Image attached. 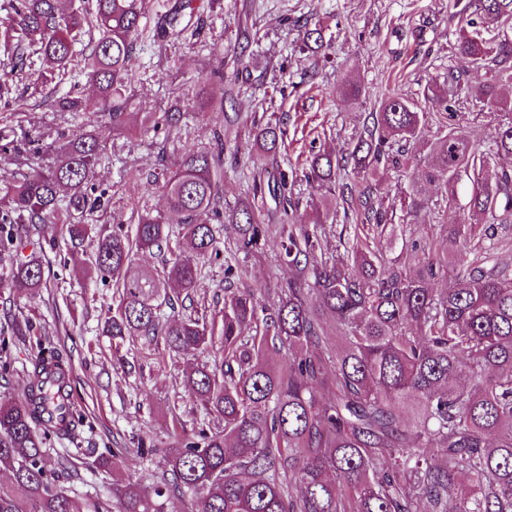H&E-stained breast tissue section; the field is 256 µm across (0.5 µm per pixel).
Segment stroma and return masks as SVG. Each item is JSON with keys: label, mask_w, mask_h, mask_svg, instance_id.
Returning <instances> with one entry per match:
<instances>
[{"label": "stroma", "mask_w": 512, "mask_h": 512, "mask_svg": "<svg viewBox=\"0 0 512 512\" xmlns=\"http://www.w3.org/2000/svg\"><path fill=\"white\" fill-rule=\"evenodd\" d=\"M204 27L186 41L163 48L147 43L133 59L131 92L142 114L133 116L130 132L135 150L110 147L96 167L95 183L112 198L104 215L107 228L133 233L135 211H164L165 198L156 183L164 166L186 148L214 149L224 142L223 206L231 209L251 200L264 233L252 247L237 246L235 225H225L217 255L200 260L201 277L192 302L170 284L169 304L161 317L195 309L207 318L224 308L225 289L264 287L276 299L288 284L292 269L282 244L281 215L270 193L255 195L257 168H265L270 185H285L294 200L306 203L310 189L302 179L313 153L342 154L375 111L383 93L400 86L414 99L422 98L432 81L449 70L465 71L469 64L458 54L457 20L448 0H205ZM319 29L326 53L313 57L298 48L301 29ZM224 62V109L201 115L185 112L176 131L147 129L142 115L179 105L207 72L208 60ZM358 85L353 104L336 95L342 82ZM11 92L0 99V128H36L72 134L92 131L112 140V126L100 112H58L55 93L42 88L32 94L29 76L10 78ZM277 123L285 130V146L276 161L255 165L246 149L254 124ZM458 206L434 211L431 224H405V237L418 249L447 248L446 225L457 222L466 206L470 185L460 180ZM359 199L337 210L322 229L336 258H344L340 240L361 230ZM41 249L46 288L15 300L0 298V359L9 369L0 375V398L22 399L31 359L52 347L68 362L75 403L86 427L77 439L50 436L46 466L64 492L108 503L116 512L112 485L127 479L143 488L154 486L163 471L162 449L176 438L193 436L214 421L199 399L189 395L182 372L220 360L218 350L176 353L163 344L139 337L114 338L103 330L107 307L117 306L119 294L111 276L86 280L76 271L70 241L61 225H42L22 250H0V278L7 277L19 252ZM28 320L34 330L20 340L13 323ZM80 454L69 473L58 460L67 449ZM117 455L115 467H100L104 449Z\"/></svg>", "instance_id": "35a3bbf8"}]
</instances>
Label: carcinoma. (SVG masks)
Segmentation results:
<instances>
[{
  "label": "carcinoma",
  "instance_id": "carcinoma-1",
  "mask_svg": "<svg viewBox=\"0 0 512 512\" xmlns=\"http://www.w3.org/2000/svg\"><path fill=\"white\" fill-rule=\"evenodd\" d=\"M461 24L457 49L488 79L473 83L448 72L427 87L424 102L401 89L385 93L373 125L344 159L366 186L360 191L364 223L379 237L397 238L394 214L384 205L385 171L405 174L406 215L419 224L428 200L416 185L413 163L423 131L440 112L448 124L429 144L423 179L435 183L441 202L457 203L466 177L471 197L463 221L447 227L448 249L414 258V269L394 266L357 239L347 260L330 261L316 248L307 225L284 210L285 253L294 267L288 288L266 305L255 289L227 291L220 336L224 360L190 368L185 390L203 398L223 423L164 451L166 470L152 491L127 481L112 486L119 512H169L170 499L196 495L192 512H512V269L491 253L470 258L484 226L512 223V0H449ZM0 23V52L10 74L22 75L37 55L36 82L59 85L76 54L90 93L71 87L55 98L58 112H103L116 136L128 135L136 106L129 92L136 45L155 13V37L178 39L177 17L201 23L198 0L166 9L162 0H9ZM481 13L492 40L476 29ZM89 41L81 50L82 37ZM323 48L320 30L307 29L301 49ZM202 96L184 108L224 109V61L212 66ZM496 122V136L482 146L467 135L475 111ZM153 127L178 128L180 112H151ZM281 130H256L254 147L277 153ZM42 131H0V154L26 172L0 184V247L27 226L61 224L72 244L94 237L87 275H112L122 296L105 320L115 338L158 339L174 352L204 350L215 325L192 315L160 317L161 288L174 283L190 293L200 270L173 260L162 269L131 271L135 255L177 245L205 258L217 242L214 221L238 227L243 248L260 234L253 206L221 211L223 144L187 150L162 171L168 211L138 215L134 236L96 227L107 208L95 194V167L107 143L93 134L66 137L59 156L43 166L54 145ZM340 161L318 154L304 173L316 192L315 223L324 224L336 193ZM443 274L448 287L432 283ZM45 286L43 260L31 254L16 263L0 288L17 297ZM341 344L329 342L328 322ZM262 323L250 336L246 331ZM24 398L0 403V470L12 483L0 487V512H109L98 502L53 485L45 469L50 435L74 437L84 416L59 388L68 369L55 350L31 359ZM469 486L455 492L458 478ZM37 508L30 511L28 505Z\"/></svg>",
  "mask_w": 512,
  "mask_h": 512
}]
</instances>
